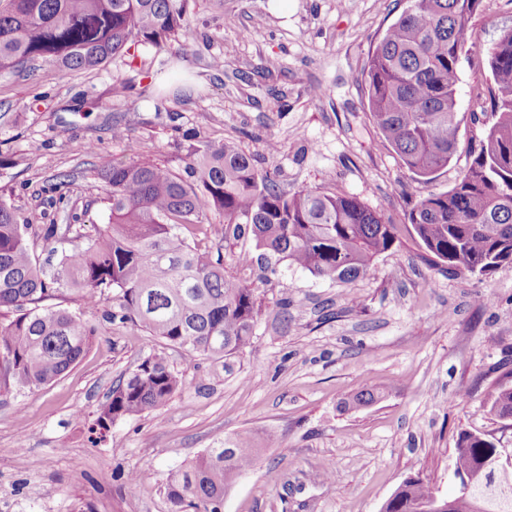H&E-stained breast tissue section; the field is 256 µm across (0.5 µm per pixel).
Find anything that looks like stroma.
Returning <instances> with one entry per match:
<instances>
[{
  "mask_svg": "<svg viewBox=\"0 0 512 512\" xmlns=\"http://www.w3.org/2000/svg\"><path fill=\"white\" fill-rule=\"evenodd\" d=\"M276 2L188 0L199 36L180 56L169 44L135 45L95 70L39 61L0 73V157L12 160L0 168V198L37 227L106 223L99 170L143 160L183 172L188 130L238 142L284 191L358 197L395 224V245L350 283L284 262L237 267L235 255L255 249L249 237L224 247L227 272L261 305L251 343L225 362L163 350L184 389L116 421L97 444L89 429L112 384L159 347L132 324L95 318L73 368L0 396V512H171L169 474L232 435L263 451L227 489L224 512H381L416 474L453 495L460 432L512 448V426L489 402L512 385V264L450 272L425 259L407 219L428 193L454 186L492 123L479 97L493 84L488 50L512 28V0L481 2L458 63V151L428 183L373 123L363 75L410 0ZM363 390L380 397L349 406ZM270 432L277 441L263 447ZM325 469L332 481L320 479Z\"/></svg>",
  "mask_w": 512,
  "mask_h": 512,
  "instance_id": "stroma-1",
  "label": "stroma"
}]
</instances>
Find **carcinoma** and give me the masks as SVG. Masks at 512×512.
Returning <instances> with one entry per match:
<instances>
[{
  "label": "carcinoma",
  "instance_id": "1",
  "mask_svg": "<svg viewBox=\"0 0 512 512\" xmlns=\"http://www.w3.org/2000/svg\"><path fill=\"white\" fill-rule=\"evenodd\" d=\"M188 0H0V72L44 61L63 72L104 66L132 43L194 41ZM481 0H411L372 51L365 69L369 112L403 166L425 182L457 153V64L473 40ZM495 121L470 165L447 192L430 193L408 213L432 258L450 271L488 275L512 262V29L489 50ZM184 174L144 161L100 172L111 203L105 224H45L36 237L53 241L56 265L37 262L28 237L0 200V393L44 387L75 365L96 326L86 312L112 303L106 319L131 323L165 346L227 359L253 337L259 313L254 289L229 275L221 252L199 249L185 230L229 243L255 241L265 264L286 261L313 276L349 283L396 241L395 225L357 197L303 189L289 194L234 141L189 145ZM214 211L224 223L204 222ZM65 291L83 311L42 307ZM185 385L154 351L112 385L96 425L105 430L130 415L165 405ZM491 409L512 416V386L490 395ZM492 442L462 432L455 473L467 476L468 498L454 512H512V484L479 464ZM260 449L237 436L171 474L172 512H223L224 494L252 468ZM434 495L420 476L405 480L386 512H416Z\"/></svg>",
  "mask_w": 512,
  "mask_h": 512
}]
</instances>
